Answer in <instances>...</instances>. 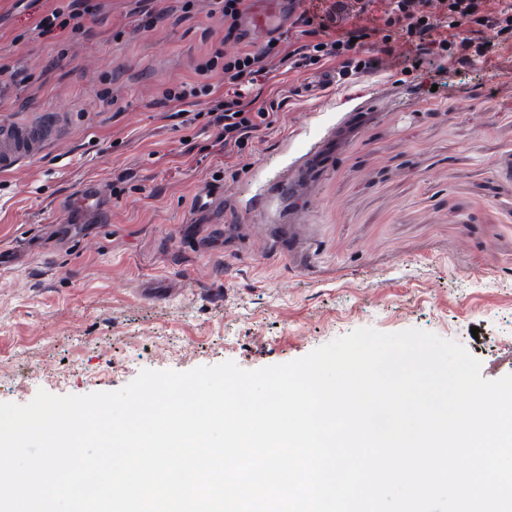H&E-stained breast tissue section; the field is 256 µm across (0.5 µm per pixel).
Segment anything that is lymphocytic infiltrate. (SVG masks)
I'll return each mask as SVG.
<instances>
[{
    "mask_svg": "<svg viewBox=\"0 0 512 512\" xmlns=\"http://www.w3.org/2000/svg\"><path fill=\"white\" fill-rule=\"evenodd\" d=\"M488 0H388L382 24L356 27L354 21L365 15L372 0H329L322 20L302 13L292 24L295 48L283 49L279 40H269L260 50L218 62L208 60L204 71L221 70L226 91L215 99L207 112V125L216 142L229 150L243 149L259 132L269 129L268 110L252 111L242 88L266 78L273 66L288 69L334 62L337 78L347 80L376 67L375 57L365 51L368 39L391 41V29L401 26L405 33L404 63L420 69L425 59L445 58L467 66L490 57L499 49H512V0H499L497 10ZM96 0H69L66 6L45 15L39 28L48 34L58 30L80 31L87 16L96 13ZM495 30L496 41L481 38L484 29Z\"/></svg>",
    "mask_w": 512,
    "mask_h": 512,
    "instance_id": "f902f5d3",
    "label": "lymphocytic infiltrate"
}]
</instances>
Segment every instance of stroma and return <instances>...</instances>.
<instances>
[{
    "label": "stroma",
    "mask_w": 512,
    "mask_h": 512,
    "mask_svg": "<svg viewBox=\"0 0 512 512\" xmlns=\"http://www.w3.org/2000/svg\"><path fill=\"white\" fill-rule=\"evenodd\" d=\"M40 35L57 0H0V123L67 117L0 174V402L116 391L145 369L286 363L351 332L429 331L512 374V70L502 59L337 84L278 69L242 153L205 96L165 99L250 49L211 16L100 0ZM223 91L224 77H205ZM94 0H69V3L62 8H55L51 13L45 15L38 27L43 34L53 33L58 29L60 32L70 27L71 33L80 31L83 20L99 8L100 3Z\"/></svg>",
    "instance_id": "obj_1"
}]
</instances>
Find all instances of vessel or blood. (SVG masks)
<instances>
[{"mask_svg":"<svg viewBox=\"0 0 512 512\" xmlns=\"http://www.w3.org/2000/svg\"><path fill=\"white\" fill-rule=\"evenodd\" d=\"M302 0H271L266 12L252 15L249 25L256 42L276 32L298 15ZM64 123L56 117L0 124V173H8L24 159L41 154L58 136Z\"/></svg>","mask_w":512,"mask_h":512,"instance_id":"1","label":"vessel or blood"}]
</instances>
